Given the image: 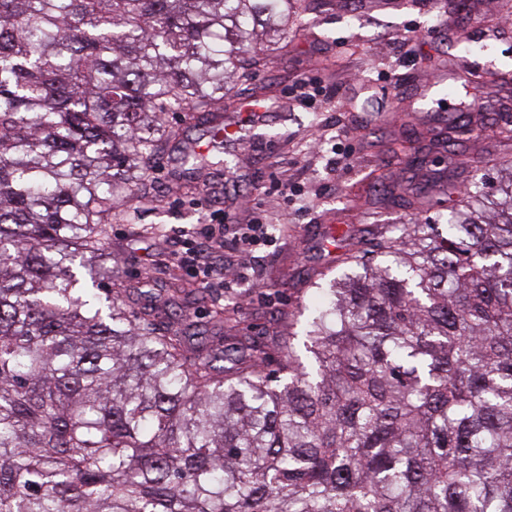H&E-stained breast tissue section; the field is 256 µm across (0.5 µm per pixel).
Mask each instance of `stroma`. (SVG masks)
<instances>
[{
    "instance_id": "35a3bbf8",
    "label": "stroma",
    "mask_w": 512,
    "mask_h": 512,
    "mask_svg": "<svg viewBox=\"0 0 512 512\" xmlns=\"http://www.w3.org/2000/svg\"><path fill=\"white\" fill-rule=\"evenodd\" d=\"M469 2L455 12L448 0H324L289 26L287 53H274L267 69L232 87L235 101L224 112L236 128L232 182L213 168L180 167L171 149L149 178V194L113 222L112 269L138 285V308H154L163 284L149 273L169 259L171 237L199 222L196 203L206 194L228 223L258 215L273 238L254 263L261 292L250 293L228 270L209 282L197 307L221 301L218 335L263 340L287 331L315 273L351 272L343 257L356 230L448 216L449 194L464 191L474 172L495 180L498 166L512 164V0ZM409 26L422 35L406 44L400 34ZM310 68L336 109L291 101ZM435 82L452 109L415 107ZM457 111L469 113L475 131L450 145L448 121ZM398 139L419 147L426 165L414 167L408 153L394 150ZM342 141L352 161L330 169ZM277 179L292 186L289 196L272 191Z\"/></svg>"
}]
</instances>
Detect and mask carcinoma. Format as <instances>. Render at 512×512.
Wrapping results in <instances>:
<instances>
[{"instance_id":"obj_1","label":"carcinoma","mask_w":512,"mask_h":512,"mask_svg":"<svg viewBox=\"0 0 512 512\" xmlns=\"http://www.w3.org/2000/svg\"><path fill=\"white\" fill-rule=\"evenodd\" d=\"M318 0H0V512H512V175L355 237L305 334L202 336L110 225ZM85 269L90 284L73 269Z\"/></svg>"}]
</instances>
